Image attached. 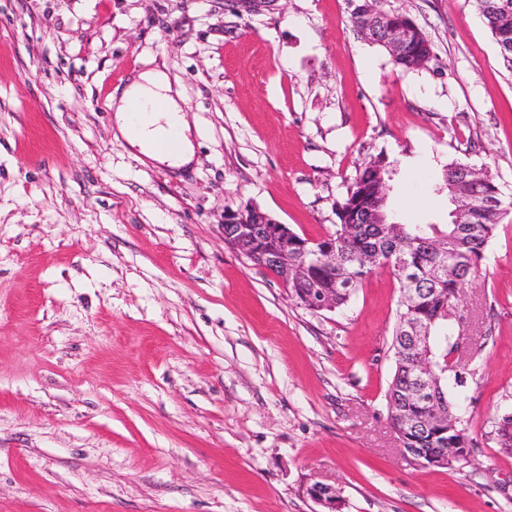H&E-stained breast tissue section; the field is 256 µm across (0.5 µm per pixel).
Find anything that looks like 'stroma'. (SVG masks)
<instances>
[{"instance_id":"35a3bbf8","label":"stroma","mask_w":512,"mask_h":512,"mask_svg":"<svg viewBox=\"0 0 512 512\" xmlns=\"http://www.w3.org/2000/svg\"><path fill=\"white\" fill-rule=\"evenodd\" d=\"M434 56L405 71L344 0H0V512H512V214L463 286L454 468L402 453L386 409L400 292L376 269L313 312L225 245L256 205L333 232L383 155L406 224H444L443 167L512 197V67L471 0H393ZM165 65L192 165L142 164L112 131L127 77ZM494 434L498 447L507 454H512V409L499 414L494 422ZM306 493L315 503L326 509L321 512L337 511L336 509L340 503V499H337V497H340V495L336 487L323 483H314L307 487Z\"/></svg>"}]
</instances>
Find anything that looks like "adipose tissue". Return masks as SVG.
Masks as SVG:
<instances>
[{"instance_id": "adipose-tissue-1", "label": "adipose tissue", "mask_w": 512, "mask_h": 512, "mask_svg": "<svg viewBox=\"0 0 512 512\" xmlns=\"http://www.w3.org/2000/svg\"><path fill=\"white\" fill-rule=\"evenodd\" d=\"M111 110L116 136L122 137L140 159L167 165L174 171L193 161L194 145L184 101L164 69L156 67L132 76L121 96L113 99ZM172 130L178 133L177 150H156V140Z\"/></svg>"}]
</instances>
